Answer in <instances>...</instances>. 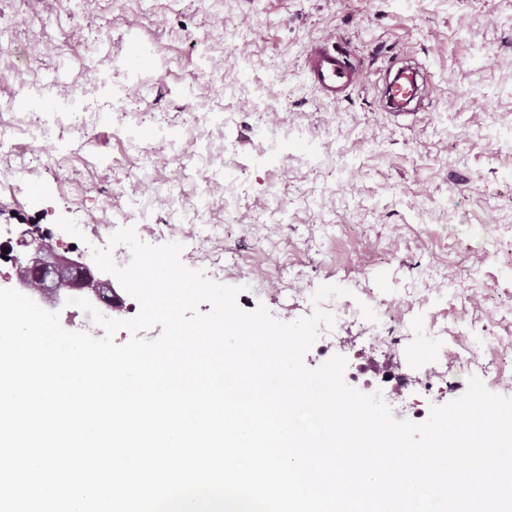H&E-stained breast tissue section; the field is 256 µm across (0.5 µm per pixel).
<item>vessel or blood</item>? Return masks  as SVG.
<instances>
[{
	"label": "vessel or blood",
	"mask_w": 512,
	"mask_h": 512,
	"mask_svg": "<svg viewBox=\"0 0 512 512\" xmlns=\"http://www.w3.org/2000/svg\"><path fill=\"white\" fill-rule=\"evenodd\" d=\"M303 71L311 85L331 100L345 97L362 76L360 62L352 60L344 51L324 41L308 46ZM417 74V69L412 66H400L386 85L385 101L392 115L402 116L409 100L413 98Z\"/></svg>",
	"instance_id": "obj_1"
}]
</instances>
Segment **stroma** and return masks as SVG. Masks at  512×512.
<instances>
[{"instance_id":"stroma-1","label":"stroma","mask_w":512,"mask_h":512,"mask_svg":"<svg viewBox=\"0 0 512 512\" xmlns=\"http://www.w3.org/2000/svg\"><path fill=\"white\" fill-rule=\"evenodd\" d=\"M322 40L363 66L336 101L301 68ZM0 47L42 105L53 85L86 86L87 70L106 79L90 88L83 129L56 123L0 156L43 188L35 204L0 193V239L15 255L34 238L68 257L84 250L78 209L120 225L147 186L202 195L204 223L161 209L129 222L153 245L205 236L182 263L223 265L247 312L290 322L319 285L348 288L354 315L337 323L331 351L408 375L384 397L396 419L461 397L492 357L504 379L490 391L512 396V0H57L32 27L1 33ZM402 57L423 66L431 93L397 119L381 90ZM156 136L169 144L160 159L146 153ZM248 274L262 286L247 288ZM387 315L398 345L361 339ZM487 336L500 355L483 348ZM468 345L471 364L425 392L424 357Z\"/></svg>"}]
</instances>
